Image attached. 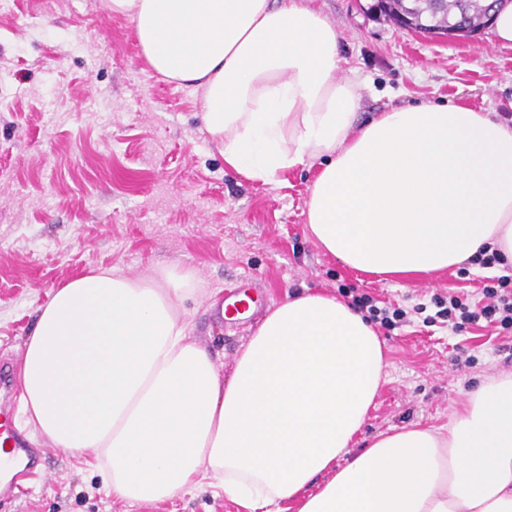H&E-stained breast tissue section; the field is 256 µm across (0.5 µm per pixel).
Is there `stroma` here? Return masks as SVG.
I'll list each match as a JSON object with an SVG mask.
<instances>
[{
    "label": "stroma",
    "instance_id": "obj_1",
    "mask_svg": "<svg viewBox=\"0 0 512 512\" xmlns=\"http://www.w3.org/2000/svg\"><path fill=\"white\" fill-rule=\"evenodd\" d=\"M373 2L308 0L341 34V75L361 80L359 123L461 104L512 124V48L486 29L452 39L402 30L370 14ZM317 171L263 183L227 167L201 96L148 66L133 23L106 0H0V364L16 369L37 307L92 269L193 272L190 336L227 375L256 325L224 320L217 291L253 278L270 310L289 291L345 286L412 314L378 331L386 382L356 447L394 427L447 425L473 385L512 373V331L481 321L451 332L430 298L477 301L503 268L385 281L342 265L306 230ZM92 461L51 451L43 479L0 496V512H239L207 486L165 502L119 500Z\"/></svg>",
    "mask_w": 512,
    "mask_h": 512
}]
</instances>
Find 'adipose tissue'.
<instances>
[{"mask_svg": "<svg viewBox=\"0 0 512 512\" xmlns=\"http://www.w3.org/2000/svg\"><path fill=\"white\" fill-rule=\"evenodd\" d=\"M148 65L201 91L224 161L250 179L312 163L316 244L396 280L480 250L512 265V125L463 105L357 122L340 33L305 0H107ZM187 270H91L52 291L21 348L31 435L94 451L113 496L170 500L206 484L245 512H512V374L469 390L441 428L404 426L350 448L385 382L363 313L296 292L238 352L230 376L195 343Z\"/></svg>", "mask_w": 512, "mask_h": 512, "instance_id": "1", "label": "adipose tissue"}]
</instances>
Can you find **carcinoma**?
Instances as JSON below:
<instances>
[{
  "label": "carcinoma",
  "mask_w": 512,
  "mask_h": 512,
  "mask_svg": "<svg viewBox=\"0 0 512 512\" xmlns=\"http://www.w3.org/2000/svg\"><path fill=\"white\" fill-rule=\"evenodd\" d=\"M502 0H375L369 10L411 31L475 28L487 24Z\"/></svg>",
  "instance_id": "cac0c4a2"
}]
</instances>
